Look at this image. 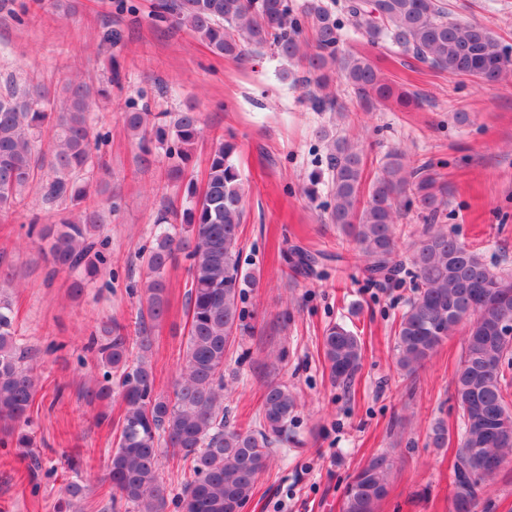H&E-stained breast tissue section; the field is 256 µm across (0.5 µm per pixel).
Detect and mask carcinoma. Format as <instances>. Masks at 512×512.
Returning a JSON list of instances; mask_svg holds the SVG:
<instances>
[{"label":"carcinoma","instance_id":"1","mask_svg":"<svg viewBox=\"0 0 512 512\" xmlns=\"http://www.w3.org/2000/svg\"><path fill=\"white\" fill-rule=\"evenodd\" d=\"M156 9L159 18L172 16L189 27L217 55L236 58L270 49L300 68L303 81L319 90L336 74L361 99L409 102L368 58L340 49L342 24L323 0H158ZM343 15L368 41L386 40L450 75L493 82L512 73V56L499 49L493 33L450 17L445 0H345ZM100 93L70 82L59 101L39 85L14 79L0 91V213L12 210L21 193L38 183L44 166L54 169L53 179L38 184L43 200L61 206L64 216L54 227L33 224L29 233L44 243L50 274L73 275L76 293L98 275L107 245L100 236L99 202L91 200L103 162L89 105ZM150 116L146 108L126 116L128 132L143 145L150 142ZM45 131L53 133L47 153L38 146ZM200 133V113L192 106L175 113L170 124L155 127L157 142L171 160L170 178L186 177ZM321 136L332 172L330 221L353 242L370 279L387 281L404 268L398 260L405 236L401 198L410 190L418 201L426 227L408 256V274L417 281L418 294L400 317L393 359L399 370L411 373L459 326H466L454 375L462 429L451 508L477 512L486 482L512 461V395L506 373L512 365V337L499 332L500 322L512 319V274L488 265L477 250L441 227L448 191L430 166L411 170L402 153H390L366 189L359 143L326 130ZM235 154L236 146L228 141L212 147L205 189L199 196L190 194L179 236L159 232L143 255L148 277L142 305L154 321L169 308L168 266L179 252L192 260L184 363L173 396L155 390L146 358L152 347L147 329L137 336L141 355L133 361L128 338L115 324L100 326L86 345L97 352L103 367L102 380L86 392L89 401L111 398L114 379L120 387L119 440L109 454L105 480L132 512H164V448L183 461L182 490L175 498L179 512H240L268 466L270 448L289 438L297 400L286 384L266 387L253 428L237 427L224 409V365L239 339L253 332L244 303L247 289L260 278L242 262L245 188ZM315 263L308 250L291 249L294 273L308 275ZM12 324L11 303L1 291L0 422L7 424L26 421L37 394ZM322 350L331 381L349 384L361 368L360 338L345 324L334 323L324 330ZM428 438L441 448L448 443V428L437 422ZM393 469L394 460L384 452L367 458L345 488L342 512H377ZM83 491L80 481L68 483L60 508L74 507Z\"/></svg>","mask_w":512,"mask_h":512}]
</instances>
